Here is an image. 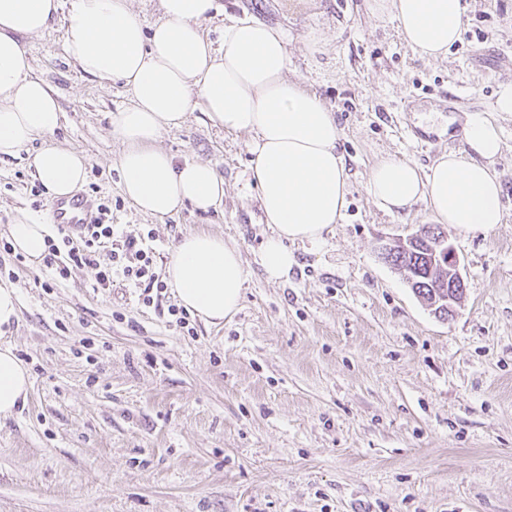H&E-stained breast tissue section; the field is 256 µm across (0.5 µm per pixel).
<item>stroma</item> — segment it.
Masks as SVG:
<instances>
[{"instance_id":"obj_1","label":"stroma","mask_w":512,"mask_h":512,"mask_svg":"<svg viewBox=\"0 0 512 512\" xmlns=\"http://www.w3.org/2000/svg\"><path fill=\"white\" fill-rule=\"evenodd\" d=\"M464 38L427 61L370 0H215L203 29L250 18L288 28L289 77L316 91L341 129L350 175L338 224L292 247L287 279L259 262L270 229L246 136L193 112L159 144L176 163L211 162L222 207L139 213L121 193L110 113L121 83L85 75L64 52L62 21L24 38L32 73L62 112L54 142L82 153L80 192L112 202V221L152 235L164 273L182 235L206 231L242 253L239 311L191 314L181 328L168 288L147 307L137 288L94 289L95 271L46 277L45 264L0 252V287L19 318L5 337L27 365L28 401L0 417V512H512V115L497 168L505 218L486 232L442 231L465 293L435 315L378 247L430 224L424 205L390 214L368 192L371 166L393 155L428 169L461 149L462 123L441 109H490L512 82V0H464ZM318 31L321 40L307 36ZM26 157L0 159V239L18 212L50 223Z\"/></svg>"}]
</instances>
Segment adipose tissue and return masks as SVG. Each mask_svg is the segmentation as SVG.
<instances>
[{
    "label": "adipose tissue",
    "mask_w": 512,
    "mask_h": 512,
    "mask_svg": "<svg viewBox=\"0 0 512 512\" xmlns=\"http://www.w3.org/2000/svg\"><path fill=\"white\" fill-rule=\"evenodd\" d=\"M162 15L144 29L130 0H0V157H12L53 133L61 112L50 88L33 77L21 37L37 36L62 18L65 52L91 76L123 81L131 101L110 114L123 150L118 166L124 196L141 213L165 217L184 205L199 210L224 201V179L208 162L176 164L158 147L163 132L183 126L189 113H205L212 126L248 135L251 177L272 233L260 249L269 279L286 277L295 263L289 243L314 242L338 223L346 207L348 169L339 150L337 120L319 95L288 77L286 29L239 19L214 47L202 23L213 0H160ZM391 15L411 50L438 60L463 33V0H372ZM512 113V83L501 85L491 109L465 113L464 148L440 154L429 171L393 156L370 169L368 190L388 212L424 204L433 220L469 233L503 223L502 181L495 164L505 144L497 113ZM29 164L53 197H67L86 175L82 155L45 144ZM13 248L34 261L46 254V225L18 217L9 226ZM181 303L211 322L240 308L246 281L237 247L207 232L184 235L166 266ZM30 373L11 346H0V415L23 405Z\"/></svg>",
    "instance_id": "ef3b65f1"
}]
</instances>
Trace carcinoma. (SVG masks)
<instances>
[{
    "mask_svg": "<svg viewBox=\"0 0 512 512\" xmlns=\"http://www.w3.org/2000/svg\"><path fill=\"white\" fill-rule=\"evenodd\" d=\"M441 235L439 229L425 225L405 245L389 249L388 254L389 262L405 269V273L412 277V290L429 304L448 286L447 271L430 262V250Z\"/></svg>",
    "mask_w": 512,
    "mask_h": 512,
    "instance_id": "obj_1",
    "label": "carcinoma"
}]
</instances>
